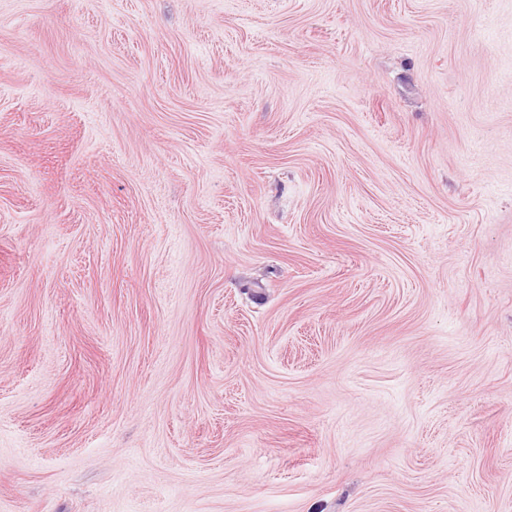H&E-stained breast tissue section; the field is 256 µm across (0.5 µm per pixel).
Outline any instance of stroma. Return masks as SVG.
Returning a JSON list of instances; mask_svg holds the SVG:
<instances>
[{
    "mask_svg": "<svg viewBox=\"0 0 512 512\" xmlns=\"http://www.w3.org/2000/svg\"><path fill=\"white\" fill-rule=\"evenodd\" d=\"M0 512H512V0H0Z\"/></svg>",
    "mask_w": 512,
    "mask_h": 512,
    "instance_id": "obj_1",
    "label": "stroma"
}]
</instances>
